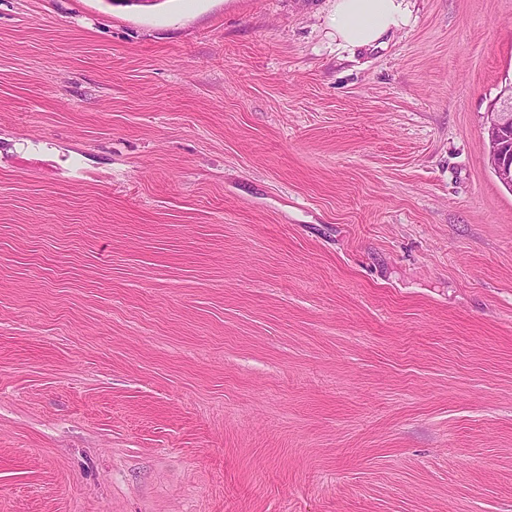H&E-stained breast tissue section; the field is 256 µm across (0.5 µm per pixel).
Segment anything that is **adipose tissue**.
Listing matches in <instances>:
<instances>
[{
    "instance_id": "1",
    "label": "adipose tissue",
    "mask_w": 512,
    "mask_h": 512,
    "mask_svg": "<svg viewBox=\"0 0 512 512\" xmlns=\"http://www.w3.org/2000/svg\"><path fill=\"white\" fill-rule=\"evenodd\" d=\"M411 0H335L333 24L345 46L362 48L406 27Z\"/></svg>"
}]
</instances>
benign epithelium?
Returning a JSON list of instances; mask_svg holds the SVG:
<instances>
[{
	"label": "benign epithelium",
	"instance_id": "1",
	"mask_svg": "<svg viewBox=\"0 0 512 512\" xmlns=\"http://www.w3.org/2000/svg\"><path fill=\"white\" fill-rule=\"evenodd\" d=\"M488 163L498 180L512 188V82L503 86L487 112Z\"/></svg>",
	"mask_w": 512,
	"mask_h": 512
}]
</instances>
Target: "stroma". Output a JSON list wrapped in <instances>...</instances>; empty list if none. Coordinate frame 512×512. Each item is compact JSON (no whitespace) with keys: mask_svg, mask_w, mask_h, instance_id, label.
Returning a JSON list of instances; mask_svg holds the SVG:
<instances>
[{"mask_svg":"<svg viewBox=\"0 0 512 512\" xmlns=\"http://www.w3.org/2000/svg\"><path fill=\"white\" fill-rule=\"evenodd\" d=\"M0 0V512H512V0ZM333 1L336 39L351 48L371 46L411 20V0ZM488 163L498 180L512 188V82L505 83L487 112Z\"/></svg>","mask_w":512,"mask_h":512,"instance_id":"stroma-1","label":"stroma"}]
</instances>
